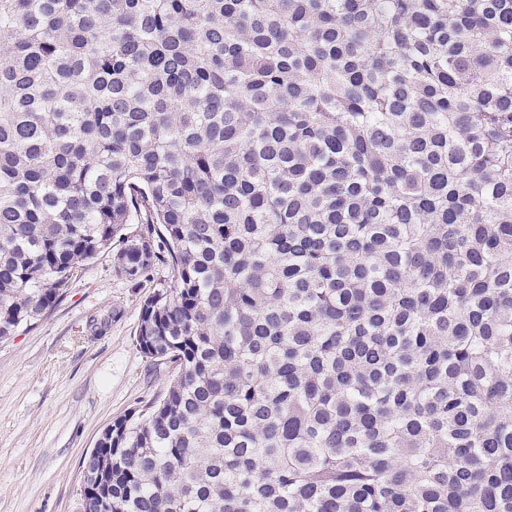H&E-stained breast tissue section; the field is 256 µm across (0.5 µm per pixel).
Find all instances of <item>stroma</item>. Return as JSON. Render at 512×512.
Returning <instances> with one entry per match:
<instances>
[{
    "label": "stroma",
    "mask_w": 512,
    "mask_h": 512,
    "mask_svg": "<svg viewBox=\"0 0 512 512\" xmlns=\"http://www.w3.org/2000/svg\"><path fill=\"white\" fill-rule=\"evenodd\" d=\"M172 284L167 263L134 284L99 254L46 318L0 342V512H78L81 464L102 432L167 389L169 369L136 331L145 297Z\"/></svg>",
    "instance_id": "1"
}]
</instances>
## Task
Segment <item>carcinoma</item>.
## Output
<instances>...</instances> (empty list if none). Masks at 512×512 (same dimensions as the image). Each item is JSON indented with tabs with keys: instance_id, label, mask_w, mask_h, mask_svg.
Listing matches in <instances>:
<instances>
[{
	"instance_id": "cac0c4a2",
	"label": "carcinoma",
	"mask_w": 512,
	"mask_h": 512,
	"mask_svg": "<svg viewBox=\"0 0 512 512\" xmlns=\"http://www.w3.org/2000/svg\"><path fill=\"white\" fill-rule=\"evenodd\" d=\"M112 250L87 512H512V0H0V340Z\"/></svg>"
}]
</instances>
